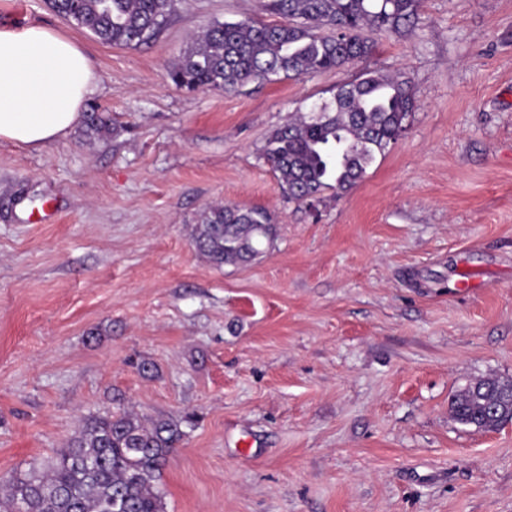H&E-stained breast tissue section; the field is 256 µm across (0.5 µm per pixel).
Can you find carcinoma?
<instances>
[{"instance_id":"cac0c4a2","label":"carcinoma","mask_w":512,"mask_h":512,"mask_svg":"<svg viewBox=\"0 0 512 512\" xmlns=\"http://www.w3.org/2000/svg\"><path fill=\"white\" fill-rule=\"evenodd\" d=\"M176 0H50L52 8L106 44L138 46L155 36ZM282 18L217 22L191 38L171 66L172 81L190 89L226 93L250 81H273L340 69L368 55L367 31L411 32L418 0H260ZM415 108L404 74L369 75L343 84L333 99L292 117L267 139L264 156L288 198L322 201L341 195L367 174L396 142ZM88 129L103 134L110 119L96 107ZM273 227L261 208L216 203L195 225L191 243L216 267L248 262L262 253ZM462 425L494 430L512 420V380L483 378L453 398ZM182 419L146 418L131 410L87 418L67 447L45 468L12 476L0 495V512H166L162 471L186 437Z\"/></svg>"}]
</instances>
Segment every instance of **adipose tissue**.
Here are the masks:
<instances>
[{
    "mask_svg": "<svg viewBox=\"0 0 512 512\" xmlns=\"http://www.w3.org/2000/svg\"><path fill=\"white\" fill-rule=\"evenodd\" d=\"M96 81L70 38L42 26L0 29V140L38 149L61 139Z\"/></svg>",
    "mask_w": 512,
    "mask_h": 512,
    "instance_id": "1",
    "label": "adipose tissue"
}]
</instances>
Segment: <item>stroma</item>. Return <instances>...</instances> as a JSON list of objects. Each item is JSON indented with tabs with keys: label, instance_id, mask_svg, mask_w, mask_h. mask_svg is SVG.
Instances as JSON below:
<instances>
[{
	"label": "stroma",
	"instance_id": "35a3bbf8",
	"mask_svg": "<svg viewBox=\"0 0 512 512\" xmlns=\"http://www.w3.org/2000/svg\"><path fill=\"white\" fill-rule=\"evenodd\" d=\"M418 14L341 69L224 93L169 69L215 22L275 23L257 0H177L136 47L0 0V28L85 51L87 103L112 119L102 138L0 141V477L130 407L196 417L167 512H512V420L451 412L470 382L512 379V0ZM396 71L416 104L403 136L346 194L289 200L270 134ZM216 202L272 214L263 254L216 268L193 249Z\"/></svg>",
	"mask_w": 512,
	"mask_h": 512
}]
</instances>
